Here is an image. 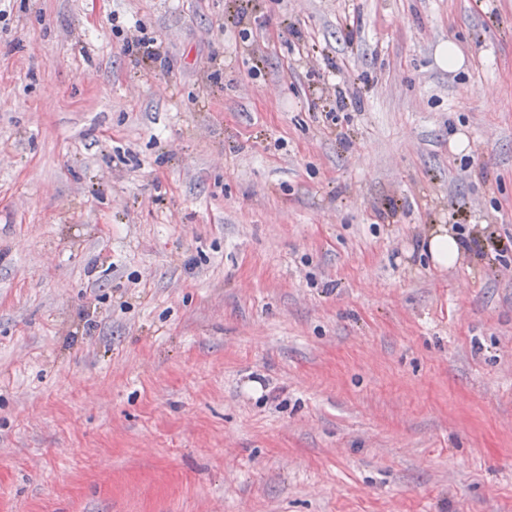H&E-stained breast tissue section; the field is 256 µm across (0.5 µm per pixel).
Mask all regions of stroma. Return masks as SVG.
<instances>
[{
    "label": "stroma",
    "instance_id": "35a3bbf8",
    "mask_svg": "<svg viewBox=\"0 0 512 512\" xmlns=\"http://www.w3.org/2000/svg\"><path fill=\"white\" fill-rule=\"evenodd\" d=\"M0 512H512V0H0ZM422 245L425 246V251L433 264L441 268L456 262L464 249L460 240L455 235L449 234L446 229L434 230Z\"/></svg>",
    "mask_w": 512,
    "mask_h": 512
}]
</instances>
